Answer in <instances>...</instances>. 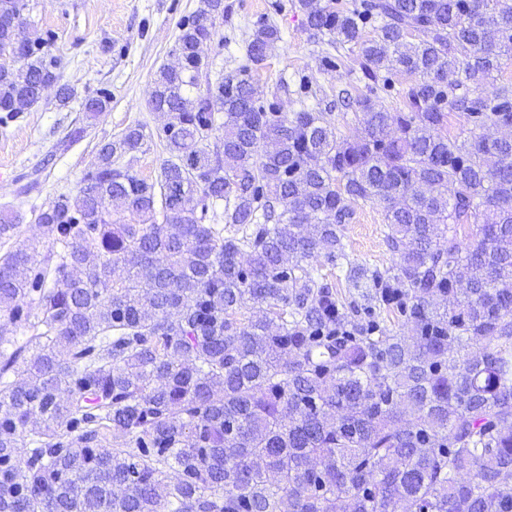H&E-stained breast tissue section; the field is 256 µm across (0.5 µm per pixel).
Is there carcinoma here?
Wrapping results in <instances>:
<instances>
[{"instance_id":"1","label":"carcinoma","mask_w":512,"mask_h":512,"mask_svg":"<svg viewBox=\"0 0 512 512\" xmlns=\"http://www.w3.org/2000/svg\"><path fill=\"white\" fill-rule=\"evenodd\" d=\"M203 4L150 94L167 118L158 180L115 166L141 148L130 127L40 213L46 255H0V512H512V139L482 132L512 126V87L493 83L512 0H297L366 78H410L400 112L348 97L355 138L261 104L271 24L211 81L200 48L224 3ZM28 9L0 0V41ZM57 68L23 45L0 112L45 84L67 104ZM453 114L472 124L461 143ZM358 199L383 207V271L345 251ZM218 201L221 228L205 223Z\"/></svg>"}]
</instances>
